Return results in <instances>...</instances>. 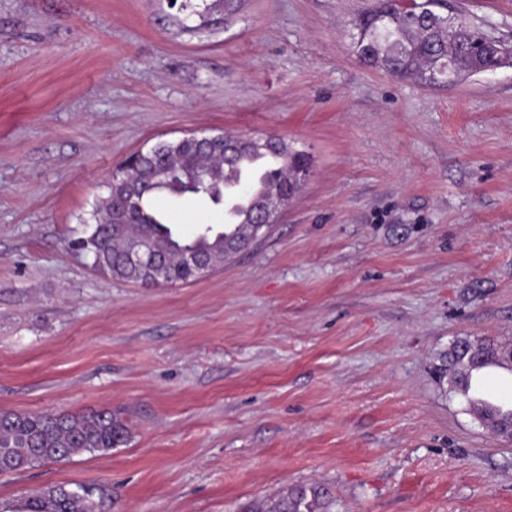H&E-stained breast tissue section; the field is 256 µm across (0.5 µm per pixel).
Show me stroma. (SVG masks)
<instances>
[{"mask_svg":"<svg viewBox=\"0 0 512 512\" xmlns=\"http://www.w3.org/2000/svg\"><path fill=\"white\" fill-rule=\"evenodd\" d=\"M371 0H0V410L112 408L106 455L0 475V500L100 486L102 512H512V445L429 374L512 342V65L447 88L354 53ZM512 47V0H445ZM278 136L310 173L246 251L188 283L104 277L72 247L130 153ZM181 232L223 209L156 196ZM328 491L318 484L285 487L274 499L249 512H327Z\"/></svg>","mask_w":512,"mask_h":512,"instance_id":"stroma-1","label":"stroma"}]
</instances>
